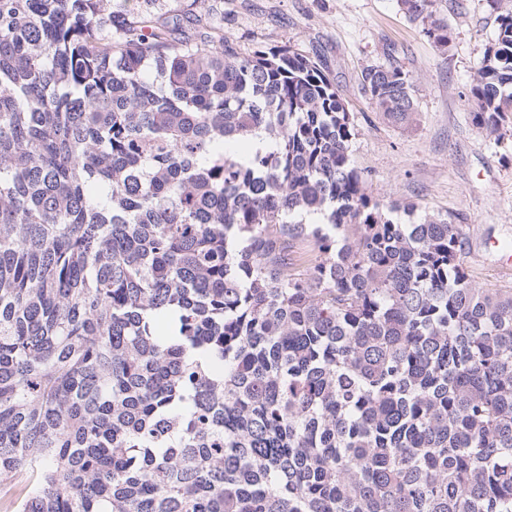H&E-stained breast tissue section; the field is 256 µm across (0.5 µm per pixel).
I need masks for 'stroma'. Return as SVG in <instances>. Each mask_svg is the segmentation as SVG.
Returning a JSON list of instances; mask_svg holds the SVG:
<instances>
[{"instance_id":"stroma-1","label":"stroma","mask_w":512,"mask_h":512,"mask_svg":"<svg viewBox=\"0 0 512 512\" xmlns=\"http://www.w3.org/2000/svg\"><path fill=\"white\" fill-rule=\"evenodd\" d=\"M186 32L208 9L215 27L247 54L288 45L317 60L343 92L357 136L356 165L384 203H413L419 213L447 217L469 241L471 279L511 288L496 241L512 240V136L497 142L474 126L469 83L484 44L496 30L488 0H443L453 32L448 52L399 11L396 0H165ZM398 63L416 80L417 120L401 129L384 121L361 89L370 65Z\"/></svg>"}]
</instances>
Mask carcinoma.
I'll list each match as a JSON object with an SVG mask.
<instances>
[{"label":"carcinoma","instance_id":"carcinoma-1","mask_svg":"<svg viewBox=\"0 0 512 512\" xmlns=\"http://www.w3.org/2000/svg\"><path fill=\"white\" fill-rule=\"evenodd\" d=\"M125 2L0 0L15 512H512V289L473 284L460 225L372 196L317 62ZM442 2L397 5L446 52ZM489 5L468 102L498 141L512 0ZM362 89L413 123L403 66Z\"/></svg>","mask_w":512,"mask_h":512}]
</instances>
